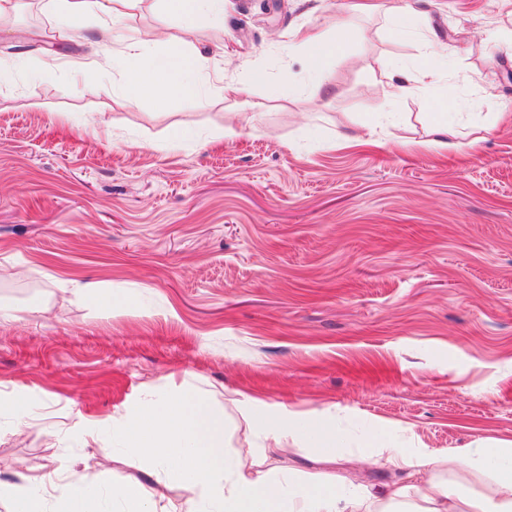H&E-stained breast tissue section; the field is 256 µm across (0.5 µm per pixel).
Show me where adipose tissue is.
Segmentation results:
<instances>
[{"instance_id": "obj_1", "label": "adipose tissue", "mask_w": 512, "mask_h": 512, "mask_svg": "<svg viewBox=\"0 0 512 512\" xmlns=\"http://www.w3.org/2000/svg\"><path fill=\"white\" fill-rule=\"evenodd\" d=\"M137 0H47L69 35L95 23L98 44L108 62L84 66L76 78L88 91L118 74L133 99L150 100L162 109L177 99H202L198 55L179 48L159 52L139 38L123 34L119 21ZM168 15L185 34L201 25L224 20V0H165ZM348 19H340L334 35L296 31L289 49H308L319 61L333 53L350 35ZM237 408L253 428L255 445L243 452L227 450L224 415L190 383L173 392L142 391L137 405L112 420L111 446L104 457L122 454L147 460L154 473L184 492L168 512H512V448H496L479 440L464 455L437 457L414 454L400 441H385L370 466L400 472V479L376 488L350 473L325 472L313 478L276 472L271 454L288 453L289 436L314 448L320 462L340 460L336 429L328 411L299 413L247 398ZM490 471L494 488L484 498L463 496L439 471Z\"/></svg>"}]
</instances>
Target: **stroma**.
<instances>
[{"label": "stroma", "instance_id": "obj_1", "mask_svg": "<svg viewBox=\"0 0 512 512\" xmlns=\"http://www.w3.org/2000/svg\"><path fill=\"white\" fill-rule=\"evenodd\" d=\"M408 3L399 38L391 0H224L223 28L191 43L202 81L220 69L245 93L160 110L115 80L84 92L74 66L104 60L94 27L61 38L18 0L0 31L16 65L0 83V304L16 313L0 325V482L49 476L94 490L96 512H140L113 485L155 483L149 466L97 448L145 388L185 377L223 408L233 451L254 441L248 397L330 409L347 456L387 437L436 456L512 442V0ZM345 14L312 94L308 55L281 46ZM122 25L160 49L184 37L159 0ZM434 59L438 83L413 80L402 120L380 119L382 76ZM447 110L458 147L441 157L425 142ZM181 129L198 141L159 150ZM356 135L373 146L344 147ZM17 393L34 405L19 433Z\"/></svg>", "mask_w": 512, "mask_h": 512}]
</instances>
